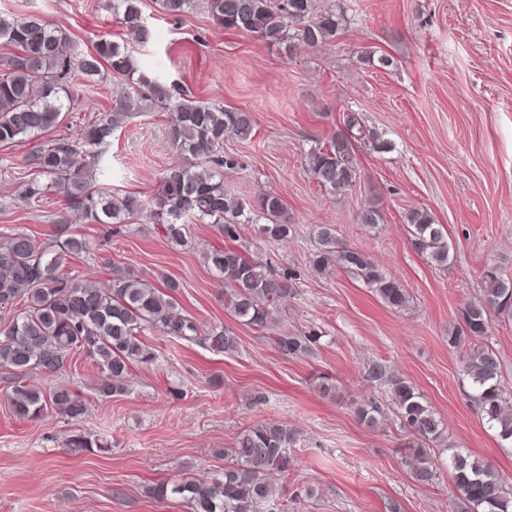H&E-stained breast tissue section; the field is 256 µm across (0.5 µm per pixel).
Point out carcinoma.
I'll use <instances>...</instances> for the list:
<instances>
[{"mask_svg": "<svg viewBox=\"0 0 512 512\" xmlns=\"http://www.w3.org/2000/svg\"><path fill=\"white\" fill-rule=\"evenodd\" d=\"M166 16L203 9L226 31L253 33L271 45L290 52L314 48L333 38L344 21L343 11L318 6V0H156ZM112 14L134 42L145 47L154 40L153 28L143 16L140 0H110ZM0 41L18 49L0 69V143L19 137L36 138L57 126L63 113L82 102L71 83L77 70L85 86L113 75L124 81V91L110 110H99L84 126L79 141L59 138L38 149L30 158L35 177L22 184L18 197L32 201L55 189L70 211L97 224L118 230L144 214L169 243L188 244L185 220L211 224L227 245L205 254L208 267L224 284V309L259 330L270 329L272 316L295 295L297 274L276 270L254 258L233 242L240 226L264 219L262 230L274 241L288 239L293 224L280 196L263 193L246 203L224 189V170L240 166L238 157L224 152L227 138L247 139L253 132V116L241 110L207 105L186 92L167 85L145 69L129 50L100 36L89 52L79 51L67 32L37 15L13 17L0 14ZM159 109L170 114L169 138L184 156L183 162L166 170L153 205L139 198L94 189L100 149L130 115ZM350 141L337 136L308 154V172L331 196L345 194L356 179ZM361 224L384 221L380 208L369 203L359 213ZM414 244L432 263L448 265V238L442 225L425 209L407 215ZM315 251L309 264L321 273L337 267L372 288L387 306H406L409 295L397 281L384 276L366 253L345 246L329 224L316 227ZM87 250L83 240L68 237L40 245L29 235L16 232L0 240V311L13 313L0 323V370L10 385V407L20 419H38L51 411L71 420L88 410L85 399L67 387L50 390L34 377H51L63 371L73 354L93 358L102 381L95 391L117 397L127 391L132 366L152 361L143 341L157 333L198 343L216 353L237 351V336L224 325L202 327L178 308L180 283L172 278L155 285L131 266H112L109 284L102 288L92 279H77L68 272L72 256ZM485 288L475 301L461 309L462 336H451L457 346L461 337L488 336L494 320H512V279L497 267L484 271ZM24 304L18 310L16 306ZM312 337L279 333L272 344L286 356L309 350ZM466 374L474 388L471 399L506 446H512V406L499 390L501 363L496 350L484 344L466 355ZM402 426L420 441L408 448L405 462L411 477L420 484L434 478L430 457L423 444L441 436V421L425 405L415 388L397 380L392 387ZM297 442L294 428L286 422L264 420L246 427L237 437L230 456L233 462L219 477L186 476L153 488L156 498H180L190 512H288L279 501L273 477L288 472V449ZM108 445L76 433L67 447L76 450ZM452 479L459 491L456 512H512V491L491 465L470 456H451Z\"/></svg>", "mask_w": 512, "mask_h": 512, "instance_id": "1", "label": "carcinoma"}]
</instances>
